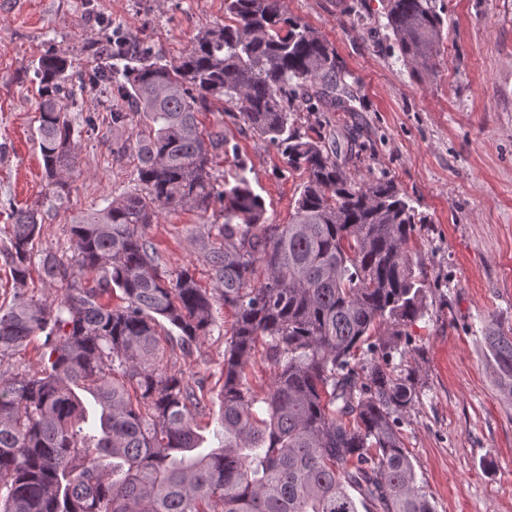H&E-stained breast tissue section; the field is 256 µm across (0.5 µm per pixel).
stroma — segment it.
<instances>
[{
    "instance_id": "obj_1",
    "label": "stroma",
    "mask_w": 512,
    "mask_h": 512,
    "mask_svg": "<svg viewBox=\"0 0 512 512\" xmlns=\"http://www.w3.org/2000/svg\"><path fill=\"white\" fill-rule=\"evenodd\" d=\"M434 5L444 40L440 64L427 74L405 65L385 39L383 0H282L285 16L332 43L348 73L355 109L339 119L363 133L358 179L394 180L424 219L409 250L427 313L410 326L402 361L419 396L401 427L417 482L436 512H512V407L500 400L480 344L489 321L512 327V0ZM223 23L224 0H0V241L11 211L37 208L45 222L35 253L69 260L70 224L136 186L133 159L112 158V99L86 88L95 67L84 51L91 37L136 31L173 63L200 28ZM52 52L74 64L66 108L78 148L61 204L46 186L36 140L35 69ZM89 115L98 124L91 135ZM200 119L237 145L268 223H287L301 174L239 112L215 101ZM220 221L216 205L160 212L148 233L163 269L192 267L200 285L212 287L197 239ZM232 322L231 311L216 305L210 334L187 350L166 344L161 363L203 395L196 420L211 447Z\"/></svg>"
}]
</instances>
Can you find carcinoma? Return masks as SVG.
<instances>
[{
  "label": "carcinoma",
  "mask_w": 512,
  "mask_h": 512,
  "mask_svg": "<svg viewBox=\"0 0 512 512\" xmlns=\"http://www.w3.org/2000/svg\"><path fill=\"white\" fill-rule=\"evenodd\" d=\"M224 25L201 32L174 64L136 34L91 41L92 82L124 107L109 113L112 156L136 161L138 189L70 225L62 263L34 242L43 216L14 213L0 255L15 291L0 305V359L44 335L43 369L0 373V512H435L400 432L418 402L394 354L425 316L409 242L421 223L385 177L360 181L359 127L323 125L352 112L336 49L280 0H224ZM385 29L403 62L434 71L443 20L433 0H387ZM72 62L39 58L44 178L63 203L75 158L61 92ZM236 110L303 176L286 224H268L224 130L203 131L211 101ZM315 121L300 124L301 113ZM232 155L219 182L213 162ZM224 222L199 238L215 287L190 268L168 274L147 229L164 209ZM67 287L50 303L24 291L32 267ZM122 304L112 305L113 292ZM222 302L234 314L224 350L218 446L200 451L202 397L160 369V331L188 345ZM386 330V337L377 335ZM493 382L512 403V328L481 339ZM275 369L262 393L244 369Z\"/></svg>",
  "instance_id": "carcinoma-1"
}]
</instances>
